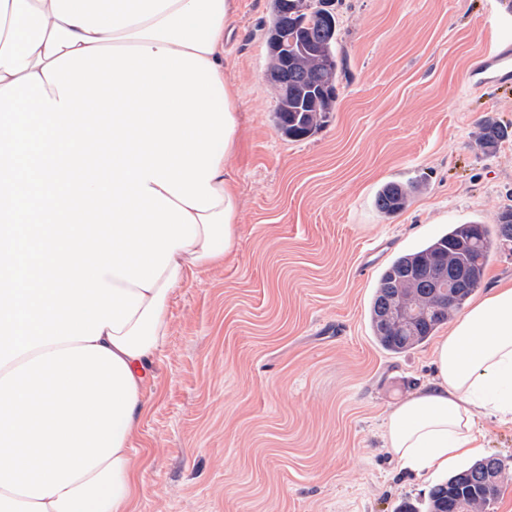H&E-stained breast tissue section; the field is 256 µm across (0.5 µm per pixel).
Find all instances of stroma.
Segmentation results:
<instances>
[{
  "label": "stroma",
  "mask_w": 512,
  "mask_h": 512,
  "mask_svg": "<svg viewBox=\"0 0 512 512\" xmlns=\"http://www.w3.org/2000/svg\"><path fill=\"white\" fill-rule=\"evenodd\" d=\"M237 3L238 243L172 295L132 512H396L444 479L396 478L380 438L384 414L432 378L435 344L384 351L369 302L396 255L512 206V138L474 144L484 117L512 127V83L465 79L512 39V0H334L336 110L302 140L273 122L270 0ZM392 180L422 189L388 218L373 196ZM483 429L484 457L509 466L491 512H512V428Z\"/></svg>",
  "instance_id": "35a3bbf8"
}]
</instances>
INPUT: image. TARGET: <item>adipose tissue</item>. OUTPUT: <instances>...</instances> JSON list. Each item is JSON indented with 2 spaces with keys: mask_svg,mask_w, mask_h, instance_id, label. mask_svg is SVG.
<instances>
[{
  "mask_svg": "<svg viewBox=\"0 0 512 512\" xmlns=\"http://www.w3.org/2000/svg\"><path fill=\"white\" fill-rule=\"evenodd\" d=\"M236 0H0V512H129L131 437L169 304L237 246ZM111 152H104V142ZM387 412L408 473L512 426V283L441 337Z\"/></svg>",
  "mask_w": 512,
  "mask_h": 512,
  "instance_id": "ef3b65f1",
  "label": "adipose tissue"
}]
</instances>
